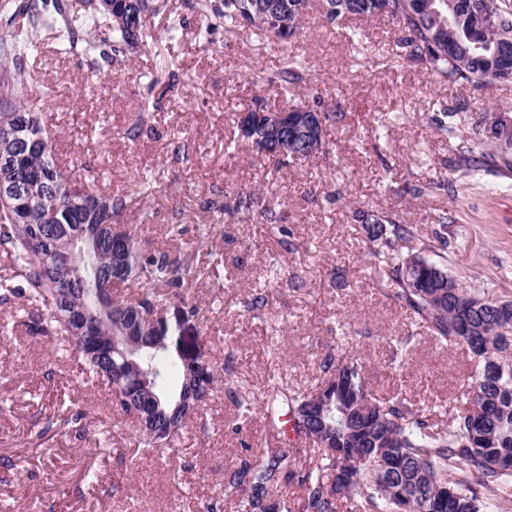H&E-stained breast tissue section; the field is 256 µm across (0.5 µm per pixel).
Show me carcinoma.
<instances>
[{"label": "carcinoma", "mask_w": 512, "mask_h": 512, "mask_svg": "<svg viewBox=\"0 0 512 512\" xmlns=\"http://www.w3.org/2000/svg\"><path fill=\"white\" fill-rule=\"evenodd\" d=\"M129 5L137 16L132 33L112 25L93 0H27L18 11L22 17L13 38L0 45V126H18L27 139L40 138L39 148L25 163L11 166L17 145L0 135V175L26 180L43 213L21 221L0 199V248L12 259V274L0 279V304L22 303V324L32 334L60 341L80 361V369L105 381L116 410L135 421L147 415L141 429L143 452L169 448L176 442L192 412L204 407L218 388L211 362L201 355L185 364L168 327L149 316L176 296L188 277L197 271L196 255L142 250L134 237L129 242L124 269L112 272V236L94 213L69 209L63 203L71 186L81 185L97 193L98 180L108 159L83 167L74 176L55 159L52 138L35 113L13 101L20 82L18 60L45 39L61 50L80 55L89 65L103 61L121 65L143 42L146 17L167 16L168 29L177 30L179 18L169 0H112ZM418 0H288L304 11L319 8L325 20L387 15L405 30L400 44L404 56L448 86L477 87L491 80L512 82V69L490 70L488 58L495 47L512 42V0H454V17L443 34L417 8ZM198 35L206 41L219 26L224 31L269 33L254 17L253 0H197ZM484 30L485 46L473 48L471 37ZM284 90L303 81V66L287 58L276 76ZM151 113H138L127 130L130 139L151 128ZM471 125L472 136L458 135L462 122ZM435 130L458 140L455 167L471 176L490 163L512 173V145L502 148L483 138L486 113L467 104L442 108L430 117ZM99 194V193H97ZM99 198L114 214L125 209V199L112 194ZM84 224L98 251L84 279H74L65 263L51 254L55 231L62 225ZM363 228L372 244V255L387 267L395 298L413 317L427 326L440 343L460 346L473 356L475 370L462 391V408L446 428L432 421L433 411L405 399L383 401L368 386L361 363L330 353L323 362L327 381L313 391L288 392L273 386L267 393L265 414L277 428L282 416H290L292 430L302 447L277 446L249 452L239 466L224 474L223 499L236 500L239 512H340L341 501L358 498L350 512H391L400 495L410 496L409 512H499L498 502H512V300L494 299L465 288L441 265H408L398 243L416 238L414 224H402L389 214H371ZM137 280L147 290L129 299L118 286ZM112 307L134 311L147 323L141 330L142 346L136 357L153 380L151 391H129L132 370L117 355H91L83 349L74 325L65 317L72 307L86 311L87 322L99 335L111 332L103 317L99 294ZM180 379L175 391L166 389L169 370ZM340 376L339 385L329 383ZM357 454L350 468L339 467L336 453ZM297 485L299 493L288 501L282 489Z\"/></svg>", "instance_id": "carcinoma-1"}]
</instances>
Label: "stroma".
I'll return each mask as SVG.
<instances>
[{
	"label": "stroma",
	"mask_w": 512,
	"mask_h": 512,
	"mask_svg": "<svg viewBox=\"0 0 512 512\" xmlns=\"http://www.w3.org/2000/svg\"><path fill=\"white\" fill-rule=\"evenodd\" d=\"M171 3L184 26L171 35L165 17L150 19L147 46L125 64L93 69L51 45L32 53L23 68L36 86H17L15 97L39 117L61 164L76 171L108 156L102 187L125 195L119 222L142 249L193 251L203 266L222 261L223 287L193 277L166 308L170 327L196 337L219 366L222 388L175 447L134 455L140 439L107 387L88 383L77 361L0 307V458L15 463L0 469V512H204L225 472L271 440L262 408L238 425L234 393L260 396L274 383L308 390L331 351L362 362L378 397L424 403L449 418L470 358L432 338L394 298L356 212L416 225L403 254L442 264L470 290L512 299V176L463 182L454 142L429 122L463 101L512 112V83H436L404 57V34L384 16L332 25L311 11L286 44L220 28L202 42L194 0ZM352 28L363 30L371 52L350 41ZM287 55L304 67L303 83L288 94L270 80ZM154 79L165 94L149 92ZM292 100L340 117L324 128L325 151L280 165L241 141L235 118ZM145 102L152 129L129 140ZM389 113L394 121L379 130ZM233 140L240 147L227 152ZM142 176L157 182L151 198L134 192ZM249 194L275 204L279 225L234 210L236 197ZM174 224L182 229L175 238ZM408 335L409 351L395 360ZM77 410L83 423L62 426Z\"/></svg>",
	"instance_id": "stroma-1"
}]
</instances>
